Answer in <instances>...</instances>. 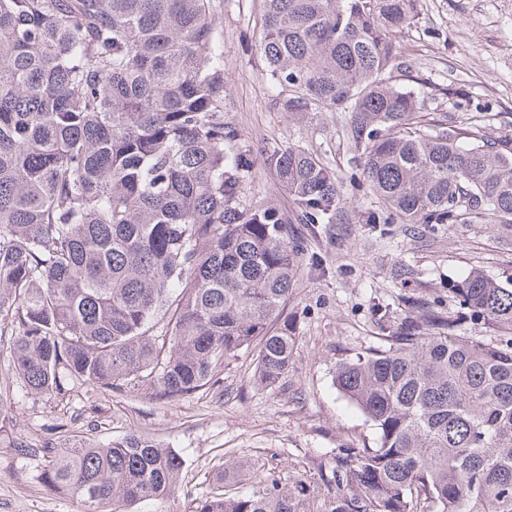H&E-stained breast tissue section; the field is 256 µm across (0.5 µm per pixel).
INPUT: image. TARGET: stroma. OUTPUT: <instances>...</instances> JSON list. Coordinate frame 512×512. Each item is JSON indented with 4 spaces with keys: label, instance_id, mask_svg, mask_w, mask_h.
<instances>
[{
    "label": "stroma",
    "instance_id": "1",
    "mask_svg": "<svg viewBox=\"0 0 512 512\" xmlns=\"http://www.w3.org/2000/svg\"><path fill=\"white\" fill-rule=\"evenodd\" d=\"M261 15V0H220L224 121L250 151L241 201L290 211L262 163L271 146L314 152L345 180L336 221L292 227L300 270L286 305L296 336L287 373L276 386H256L255 352L242 349L209 383L175 399L137 382L27 396L12 377L13 338L0 334V512H80L78 500L49 492L41 475L51 463L46 443L83 436L107 443L134 432L179 452L182 487L167 512H195L215 492L228 458L283 484L302 473L318 479L343 449L374 446L371 421L334 384L336 366L385 346L408 299L461 319L463 335L498 338L496 328L463 318L448 285L474 270L512 284V237L486 224L365 223L379 203L349 180L354 153L344 116L275 106L257 50ZM396 39L404 64L385 77L414 91L421 112L450 126H482L500 148H512V0H415L414 19ZM18 438L32 455H16Z\"/></svg>",
    "mask_w": 512,
    "mask_h": 512
}]
</instances>
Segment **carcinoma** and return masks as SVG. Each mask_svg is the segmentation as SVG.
<instances>
[{"mask_svg":"<svg viewBox=\"0 0 512 512\" xmlns=\"http://www.w3.org/2000/svg\"><path fill=\"white\" fill-rule=\"evenodd\" d=\"M413 0H264L259 51L283 112H344L360 180L383 205L366 221L512 231V150L482 127L418 120L414 93L382 78ZM224 124V50L213 0H0V330L16 336L26 394L78 382L149 381L175 398L242 348L254 381L278 383L295 336L285 305L299 252L288 217L246 206L250 169ZM264 165L298 224H330L343 182L304 148ZM450 297L508 339L419 319L336 367L373 422L321 475L324 512H512V288L478 271ZM174 450L131 434L74 438L42 475L82 512L162 505ZM316 488L255 469L248 493L196 512H310Z\"/></svg>","mask_w":512,"mask_h":512,"instance_id":"cac0c4a2","label":"carcinoma"}]
</instances>
